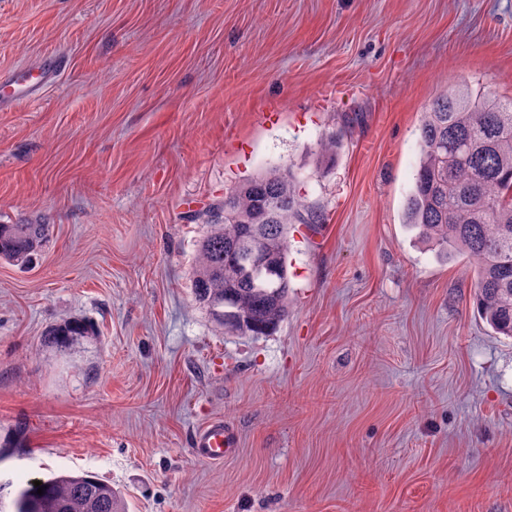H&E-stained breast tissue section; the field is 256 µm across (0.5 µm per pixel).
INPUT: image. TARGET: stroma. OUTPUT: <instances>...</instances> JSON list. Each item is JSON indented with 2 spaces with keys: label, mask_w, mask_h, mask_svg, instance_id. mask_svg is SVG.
Returning <instances> with one entry per match:
<instances>
[{
  "label": "stroma",
  "mask_w": 512,
  "mask_h": 512,
  "mask_svg": "<svg viewBox=\"0 0 512 512\" xmlns=\"http://www.w3.org/2000/svg\"><path fill=\"white\" fill-rule=\"evenodd\" d=\"M51 55L0 111V224L52 227L0 260L1 496L88 471L128 512H512V338L404 222L426 106L512 97V0H0V75ZM277 166L324 221L289 229L277 329L227 335L191 294L201 215ZM60 59L25 65L0 76V107H16L35 100L55 79ZM89 334L87 326L78 320L64 323L63 326L50 330L45 335V342L56 347L66 349L75 336H86ZM234 447L230 432L223 422H214L200 429L194 437L192 453L199 460L221 462Z\"/></svg>",
  "instance_id": "35a3bbf8"
}]
</instances>
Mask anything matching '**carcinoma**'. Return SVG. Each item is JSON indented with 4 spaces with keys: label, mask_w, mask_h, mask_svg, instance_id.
Listing matches in <instances>:
<instances>
[{
    "label": "carcinoma",
    "mask_w": 512,
    "mask_h": 512,
    "mask_svg": "<svg viewBox=\"0 0 512 512\" xmlns=\"http://www.w3.org/2000/svg\"><path fill=\"white\" fill-rule=\"evenodd\" d=\"M420 157L407 200L405 223L450 259L475 262L473 299L479 317L495 333L512 337V97L482 87L445 90L424 112ZM317 224L320 217L296 194L295 179L275 168L224 193L219 213L207 215L191 275L195 301L205 309L227 304L219 326L239 336L265 335L288 312V225ZM260 227L275 273L270 283L248 281L225 269L232 246ZM51 225L0 224V259L33 263L49 241ZM89 334L78 320L50 330L45 342L67 348ZM27 482L0 512H126L112 485L89 472Z\"/></svg>",
    "instance_id": "obj_1"
}]
</instances>
